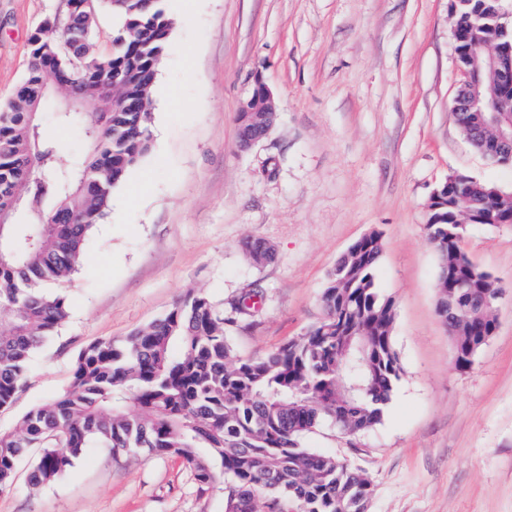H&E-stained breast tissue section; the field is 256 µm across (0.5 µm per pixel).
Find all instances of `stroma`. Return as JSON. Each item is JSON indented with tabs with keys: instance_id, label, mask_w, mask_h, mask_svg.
Instances as JSON below:
<instances>
[{
	"instance_id": "stroma-1",
	"label": "stroma",
	"mask_w": 512,
	"mask_h": 512,
	"mask_svg": "<svg viewBox=\"0 0 512 512\" xmlns=\"http://www.w3.org/2000/svg\"><path fill=\"white\" fill-rule=\"evenodd\" d=\"M65 0H0V105L23 79L33 29ZM152 93L149 153L112 194L64 288L68 316L31 356L0 409V432L70 383L79 350L123 340L190 294L223 309L258 291L228 324L237 356L276 350L322 316L328 276L364 234L382 235L376 285L392 299L402 373L382 423L350 436L327 425L304 447L360 469L368 512H512V224L470 225L468 255L504 291L498 328L458 369L436 314L437 256L427 203L464 172L512 193V165L462 132L451 0H184ZM277 120L250 150L237 115L255 80ZM274 250L257 265L243 249ZM22 458L0 512H224L175 457L84 449L56 482Z\"/></svg>"
}]
</instances>
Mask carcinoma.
I'll list each match as a JSON object with an SVG mask.
<instances>
[{
    "mask_svg": "<svg viewBox=\"0 0 512 512\" xmlns=\"http://www.w3.org/2000/svg\"><path fill=\"white\" fill-rule=\"evenodd\" d=\"M55 32L38 26L29 38L27 71L0 105V409L23 386L32 353L56 335L67 298L53 293L79 270L84 242L108 214L112 191L147 154L151 91L172 21L164 0H67ZM497 0H469L455 16L457 53L494 45L485 18ZM112 15L110 49L81 61L75 44L94 39L95 9ZM80 78L117 92L60 103L57 120L83 124L90 149L73 169L58 165V144L45 132L38 108L52 77ZM489 160L512 164V154L487 141ZM467 198L474 223L512 212V197L472 179L444 186L425 224L436 251V282L448 265L474 274L483 292L500 290L493 276L462 249L448 228ZM382 253L376 232L337 260L322 293V319L278 349L237 358L224 317L208 296L185 297L162 318L123 342L82 348L68 388L0 433V489L12 484L28 449H40L30 482L67 473L83 449L112 454L146 452L181 459L200 487L222 485L224 512H257L263 498L296 512H367L369 479L350 464L301 444L330 424L355 435L379 425L402 368L391 339L394 305L375 285Z\"/></svg>",
    "mask_w": 512,
    "mask_h": 512,
    "instance_id": "obj_1",
    "label": "carcinoma"
}]
</instances>
